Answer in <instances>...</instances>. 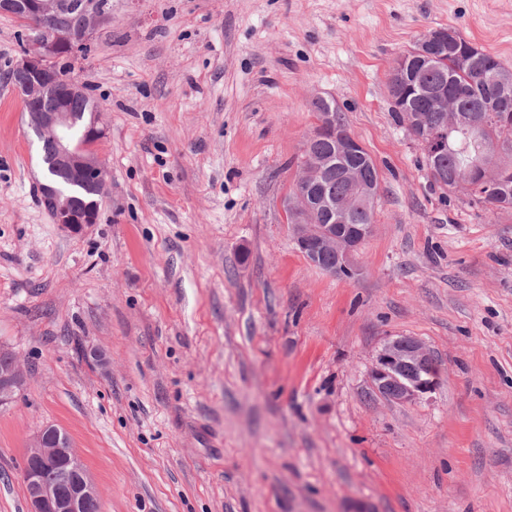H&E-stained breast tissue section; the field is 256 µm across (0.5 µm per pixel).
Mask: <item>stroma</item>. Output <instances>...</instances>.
I'll use <instances>...</instances> for the list:
<instances>
[{
	"label": "stroma",
	"mask_w": 512,
	"mask_h": 512,
	"mask_svg": "<svg viewBox=\"0 0 512 512\" xmlns=\"http://www.w3.org/2000/svg\"><path fill=\"white\" fill-rule=\"evenodd\" d=\"M72 74L95 99L99 220L61 232L0 15V512L31 437L70 436L101 512H512V211L441 194L391 110L396 56L451 27L512 67V0H111ZM335 100L380 173L359 272L300 254L282 201ZM411 336V404L368 368ZM101 351L106 364L88 359ZM433 356L424 343L416 338L400 336L387 340L374 356L369 381L372 391L379 397L399 403H413L435 390L438 375L423 377L420 371L408 377V366L420 368L432 362ZM426 374L438 372L436 363L421 368ZM14 356L9 352H2L0 355V366H11L2 368L0 367V407L1 409L7 407L14 402L17 394L22 390L26 381V371L22 366L15 361Z\"/></svg>",
	"instance_id": "35a3bbf8"
}]
</instances>
